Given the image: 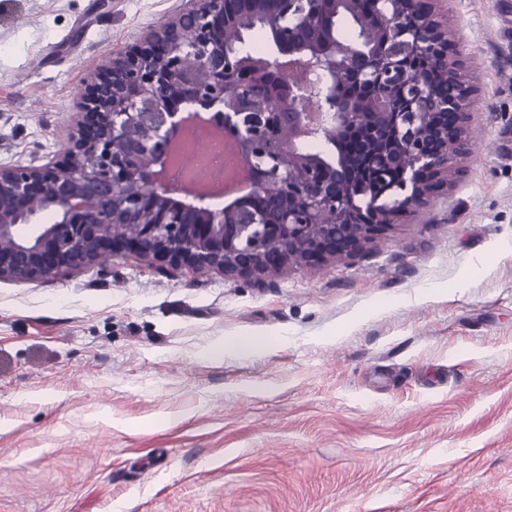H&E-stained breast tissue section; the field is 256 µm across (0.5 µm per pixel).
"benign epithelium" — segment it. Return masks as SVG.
Returning <instances> with one entry per match:
<instances>
[{
	"instance_id": "benign-epithelium-1",
	"label": "benign epithelium",
	"mask_w": 512,
	"mask_h": 512,
	"mask_svg": "<svg viewBox=\"0 0 512 512\" xmlns=\"http://www.w3.org/2000/svg\"><path fill=\"white\" fill-rule=\"evenodd\" d=\"M362 0H184L143 42L92 72L66 128L62 159L0 165V280H38L91 266L117 250L145 261L206 267L257 283L289 269L361 252L402 216L430 207L474 153L465 62L444 0H369L381 40L356 30L340 40L338 16L362 19ZM262 23L299 79L272 83L281 61L252 58L247 32ZM195 57L200 69L185 65ZM435 58L433 78L401 59ZM374 89L347 99L342 81ZM231 81L239 95L224 98ZM208 113L248 160L246 192L222 208L167 175L176 141ZM364 137L350 154L336 146ZM400 178L379 192L389 168ZM279 188L268 212L260 190ZM54 221L27 229L42 213Z\"/></svg>"
}]
</instances>
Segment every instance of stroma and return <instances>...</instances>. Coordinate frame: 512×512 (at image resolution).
Listing matches in <instances>:
<instances>
[{
  "instance_id": "1",
  "label": "stroma",
  "mask_w": 512,
  "mask_h": 512,
  "mask_svg": "<svg viewBox=\"0 0 512 512\" xmlns=\"http://www.w3.org/2000/svg\"><path fill=\"white\" fill-rule=\"evenodd\" d=\"M181 4L0 0V165L61 153L87 73ZM448 13L475 153L363 252L0 280V512H512V0Z\"/></svg>"
}]
</instances>
